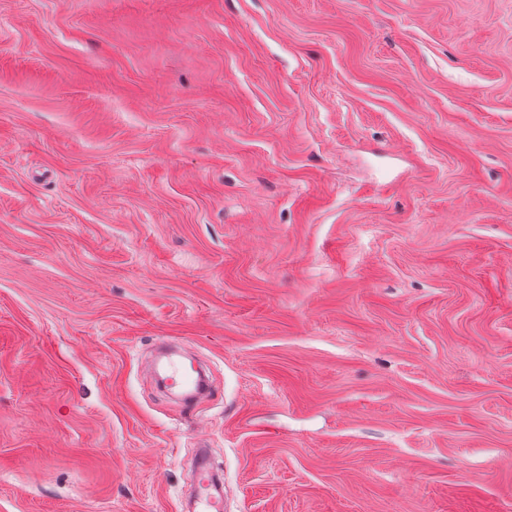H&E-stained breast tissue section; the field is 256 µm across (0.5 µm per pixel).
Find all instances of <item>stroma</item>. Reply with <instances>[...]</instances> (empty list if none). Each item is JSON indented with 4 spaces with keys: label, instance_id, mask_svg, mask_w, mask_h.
I'll return each mask as SVG.
<instances>
[{
    "label": "stroma",
    "instance_id": "obj_1",
    "mask_svg": "<svg viewBox=\"0 0 512 512\" xmlns=\"http://www.w3.org/2000/svg\"><path fill=\"white\" fill-rule=\"evenodd\" d=\"M198 448L228 512H512V0H0V512Z\"/></svg>",
    "mask_w": 512,
    "mask_h": 512
}]
</instances>
